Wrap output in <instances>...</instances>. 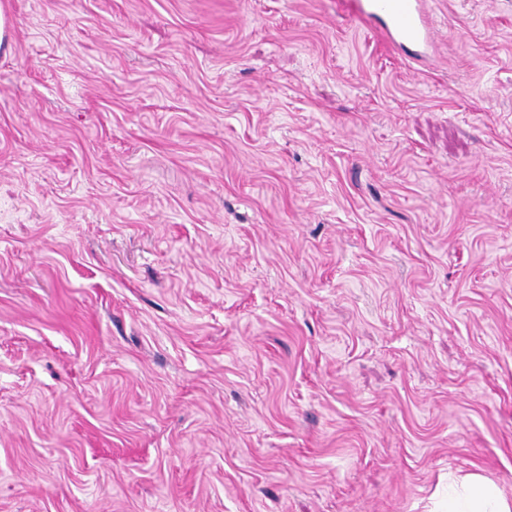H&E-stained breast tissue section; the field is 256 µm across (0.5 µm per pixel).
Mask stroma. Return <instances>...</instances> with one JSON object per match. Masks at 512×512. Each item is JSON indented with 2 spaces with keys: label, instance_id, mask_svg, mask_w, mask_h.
I'll return each instance as SVG.
<instances>
[{
  "label": "stroma",
  "instance_id": "35a3bbf8",
  "mask_svg": "<svg viewBox=\"0 0 512 512\" xmlns=\"http://www.w3.org/2000/svg\"><path fill=\"white\" fill-rule=\"evenodd\" d=\"M0 9V512L512 497V0ZM428 0H342L349 16L360 22L379 19L377 30L388 45L431 46L434 33ZM460 491L448 492L444 512H511L512 499L478 474L464 476Z\"/></svg>",
  "mask_w": 512,
  "mask_h": 512
}]
</instances>
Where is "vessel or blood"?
Listing matches in <instances>:
<instances>
[{
    "mask_svg": "<svg viewBox=\"0 0 512 512\" xmlns=\"http://www.w3.org/2000/svg\"><path fill=\"white\" fill-rule=\"evenodd\" d=\"M354 19H378L383 40L393 46L423 45L434 42L429 0H342Z\"/></svg>",
    "mask_w": 512,
    "mask_h": 512,
    "instance_id": "b4317fda",
    "label": "vessel or blood"
}]
</instances>
